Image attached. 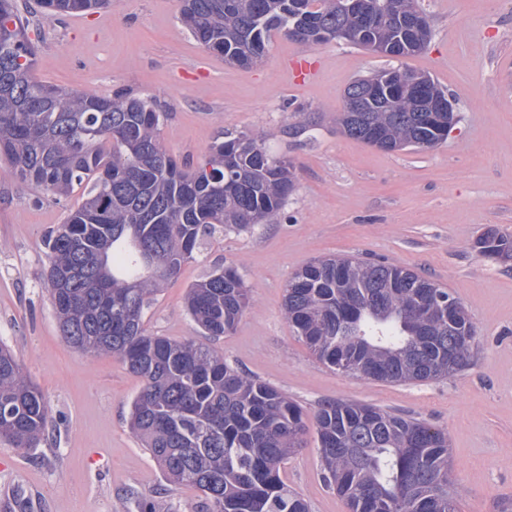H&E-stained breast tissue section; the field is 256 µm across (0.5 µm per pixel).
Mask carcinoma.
<instances>
[{
  "label": "carcinoma",
  "mask_w": 512,
  "mask_h": 512,
  "mask_svg": "<svg viewBox=\"0 0 512 512\" xmlns=\"http://www.w3.org/2000/svg\"><path fill=\"white\" fill-rule=\"evenodd\" d=\"M181 0L195 40L224 61L253 67L274 34L313 46L350 33L394 57L416 55L431 26L418 0ZM45 14L105 9L112 0H38ZM15 0H0V159L11 174L59 197L85 185L81 203L46 237V285L64 340L119 358L142 387L129 425L173 486L202 493L203 512H309L281 464L314 426L327 485L350 512H460L451 493L448 438L432 425L347 401L322 403L308 420L285 394L189 338L148 332L143 312L156 284L174 278L198 243L269 224L295 188L294 166L272 156L261 134L224 131L205 161L178 163L162 146L163 113L142 98L46 85ZM363 111L350 110L349 97ZM336 124L384 151L432 148L448 136V97L427 73L381 70L349 83ZM488 259L512 260L496 228L474 242ZM110 287H94L99 250ZM70 272L67 287L57 274ZM448 289L385 261L319 258L297 270L283 311L323 364L388 383L448 376V358L471 364L476 328L465 307L453 325ZM249 289L232 266L213 268L186 295L207 336L232 333ZM49 406L12 350L0 342V441L37 448Z\"/></svg>",
  "instance_id": "carcinoma-1"
}]
</instances>
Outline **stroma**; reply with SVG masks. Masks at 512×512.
Segmentation results:
<instances>
[{
	"label": "stroma",
	"instance_id": "obj_1",
	"mask_svg": "<svg viewBox=\"0 0 512 512\" xmlns=\"http://www.w3.org/2000/svg\"><path fill=\"white\" fill-rule=\"evenodd\" d=\"M29 36L37 80L99 96L128 92L163 112L167 152L196 164L225 131L260 133L295 164L296 190L276 223L205 239L160 285L149 332L194 338L231 367L285 393L306 413L329 400L368 404L428 422L448 437L460 512H512V262L481 256L489 227L512 235V0H420L431 40L416 56L376 55L342 41L312 48L276 34L264 62L227 65L180 20L179 0H112L92 13L44 18ZM316 65L297 82L294 65ZM430 73L454 101L456 121L432 148L386 152L336 124L345 87L381 69ZM14 178L0 161V340L45 395L47 439L0 442V512H200V492L172 488L131 433L140 379L117 358L63 339L44 287L45 236L81 201ZM383 259L439 283L476 329L472 365L454 376L384 383L319 362L283 312L292 274L313 259ZM242 274L251 303L234 332L211 338L188 316V288L217 266ZM282 476L310 512H349L323 481L315 433Z\"/></svg>",
	"mask_w": 512,
	"mask_h": 512
}]
</instances>
